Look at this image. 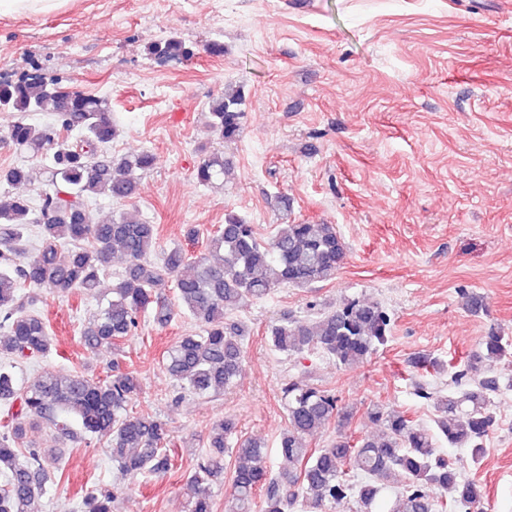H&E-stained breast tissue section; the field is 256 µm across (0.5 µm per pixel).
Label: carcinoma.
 <instances>
[{
  "label": "carcinoma",
  "mask_w": 512,
  "mask_h": 512,
  "mask_svg": "<svg viewBox=\"0 0 512 512\" xmlns=\"http://www.w3.org/2000/svg\"><path fill=\"white\" fill-rule=\"evenodd\" d=\"M148 52L160 60L193 56L175 36L153 43ZM241 104L236 90L209 102L210 128L218 138L239 137ZM0 110L56 114L55 123L45 126L20 118L0 136V143L20 153H51L38 206L20 195L0 202V358L23 360L51 351L48 325L34 310L39 294L33 289L61 295L74 289L91 293L117 259L123 271L112 282V297L83 326L80 344L90 350L110 346L119 351L140 313L151 311L153 321L162 326L187 313L198 331L180 337L165 352L163 369L191 394L211 398L235 382L244 361V331L227 314L246 300L268 297L276 287L329 281L345 263L347 245L334 224H281L263 242L254 225L230 212L209 241L214 260L192 258L174 247L157 265L149 259L155 225L129 212L99 222L87 207L88 199L98 195L132 199L137 173L155 163L149 151L120 158L103 154L116 136L106 100L32 73L15 81L0 80ZM230 168L228 159L212 152L198 164L195 178L209 186ZM33 180L29 168L0 169V184L17 186ZM29 224L39 227V244L32 251L27 249ZM168 281L176 290L175 306L162 291ZM391 331V316L381 303L353 300L308 321L283 319L271 326L269 342L286 356L316 349L350 368L371 358ZM511 356L512 339L493 328L482 337L470 369ZM453 379L461 390L436 399L442 414L437 426L449 446L469 448L478 458L498 424L491 409L498 383L464 371L454 373ZM138 390L136 371L117 360L112 362V375L102 381L78 371L67 376L43 371L19 387L11 373L0 370V407L9 416L0 433V512H39L62 459L60 448H37L25 441L28 430L44 425L61 442L106 440L112 464L132 479L147 472H168L171 431L166 421L133 411L130 404ZM282 393L288 426L278 448L288 469L277 475L267 469L263 440L236 441L233 493L226 512H252L262 488V512H286L299 500L306 512H334L348 497L356 512L482 509L481 485L461 479L438 453L429 430L404 413L373 404L367 414L380 425L379 436L352 444L338 433L329 445L313 450L308 438L341 422L346 407L338 396L297 380L286 383ZM236 431L231 416L212 424L209 452L186 482L189 512H213L214 486L224 483V452ZM114 498L107 491L92 490L83 497L82 509L112 512Z\"/></svg>",
  "instance_id": "carcinoma-1"
}]
</instances>
